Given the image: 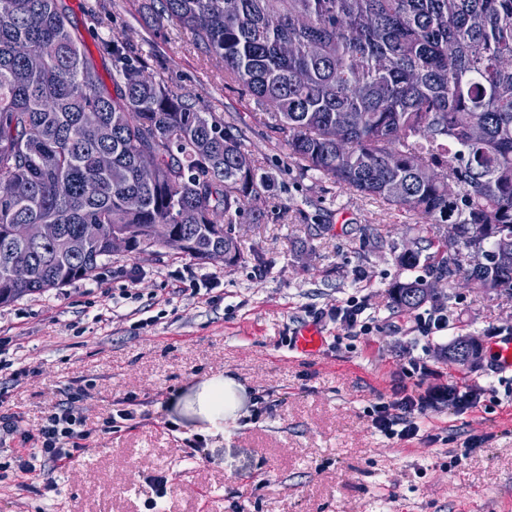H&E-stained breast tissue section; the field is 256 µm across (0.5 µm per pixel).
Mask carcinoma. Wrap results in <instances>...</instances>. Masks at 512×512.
Segmentation results:
<instances>
[{
	"label": "carcinoma",
	"instance_id": "obj_1",
	"mask_svg": "<svg viewBox=\"0 0 512 512\" xmlns=\"http://www.w3.org/2000/svg\"><path fill=\"white\" fill-rule=\"evenodd\" d=\"M156 18L268 110L302 170L460 225L428 257L431 276L512 297V0H160ZM71 28L64 0H0V306L93 279L116 236L149 252L155 224L181 234L187 256L221 247L238 262L239 199L262 201L275 176L240 166L242 130L145 74L118 35L98 46L104 89ZM14 224L59 234L22 243ZM20 262L24 281L11 277ZM427 287L399 281L391 301L415 310Z\"/></svg>",
	"mask_w": 512,
	"mask_h": 512
}]
</instances>
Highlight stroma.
Wrapping results in <instances>:
<instances>
[{"instance_id": "obj_1", "label": "stroma", "mask_w": 512, "mask_h": 512, "mask_svg": "<svg viewBox=\"0 0 512 512\" xmlns=\"http://www.w3.org/2000/svg\"><path fill=\"white\" fill-rule=\"evenodd\" d=\"M65 2L102 74L111 66L96 52L101 39L127 37L165 86L234 119L276 184L243 219L237 265L159 245L113 255L93 280L0 306V359L24 366L0 380V413L34 426L81 390L94 429L67 468L0 482V512H512V373L499 374L489 352L476 369L436 356L459 336L488 349L512 336V301L441 282L424 309L447 313L449 325L427 339L416 312L388 296L410 276L397 250L431 255L446 225L301 171L190 33L156 22L153 0H104L100 25L86 16L95 0ZM350 299L366 308L367 334L330 316ZM308 325L323 343L304 355L293 342ZM414 361L429 369L422 390L496 391L464 411L425 403L437 443L386 439L369 413ZM129 398L135 419L105 431ZM468 439L476 448L453 462Z\"/></svg>"}]
</instances>
